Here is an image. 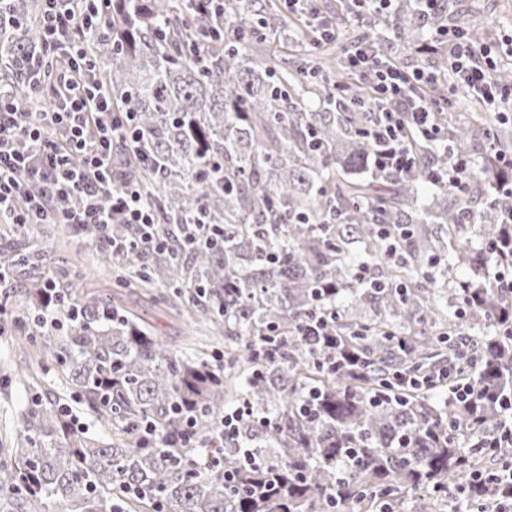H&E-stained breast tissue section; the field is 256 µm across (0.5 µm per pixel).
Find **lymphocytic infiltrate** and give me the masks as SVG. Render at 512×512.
Here are the masks:
<instances>
[{
	"mask_svg": "<svg viewBox=\"0 0 512 512\" xmlns=\"http://www.w3.org/2000/svg\"><path fill=\"white\" fill-rule=\"evenodd\" d=\"M69 2L43 0L44 38L63 52V74L48 101L28 112L8 107L0 95V228L69 224L90 233L94 244L125 255L131 247L113 241L111 224L137 225L147 243L157 222L139 185H118L112 177L115 149L139 151L140 139L130 116L113 111L111 96L93 73L96 35L104 22L100 0H80L77 9ZM436 36L448 44L449 90L466 89L500 119H512V84L496 79L499 59L512 57V28L500 30L491 45L475 43L458 26L438 30ZM346 61L370 85L362 106L378 115L368 134L380 148V171L400 174L411 167L410 135L444 140L436 114L447 108V96L420 93L438 81L437 72L400 70L383 51L365 45L357 46ZM485 153L498 168L489 202L509 227L489 252L504 257L512 253V152L499 150L491 137ZM479 489L491 491V512H512V462L492 472L474 471L467 487L449 488L454 512H473L471 494Z\"/></svg>",
	"mask_w": 512,
	"mask_h": 512,
	"instance_id": "obj_1",
	"label": "lymphocytic infiltrate"
}]
</instances>
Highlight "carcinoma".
Returning a JSON list of instances; mask_svg holds the SVG:
<instances>
[{
  "instance_id": "cac0c4a2",
  "label": "carcinoma",
  "mask_w": 512,
  "mask_h": 512,
  "mask_svg": "<svg viewBox=\"0 0 512 512\" xmlns=\"http://www.w3.org/2000/svg\"><path fill=\"white\" fill-rule=\"evenodd\" d=\"M102 10L109 34L94 62L112 107L135 115L148 157L116 150V175L151 199L163 246L114 224L112 237L137 249L118 258L98 248L96 262L120 288L170 289L179 314L239 342L220 360L172 350L111 294L81 296L73 281L58 289L48 327L39 288L25 289L19 326L110 437L75 426L57 400L35 399L10 446L0 445V512H337L348 502L383 512L420 489L446 499L484 459L512 455L461 448L498 426L493 398L512 395V294L484 274L485 249L504 225L485 222L467 196L489 179L485 165L463 187L437 186V205L420 200L442 162L430 142L412 141L408 172L377 171L364 132L377 114L343 112L332 98L337 87L356 101L365 84L348 81L301 22L305 48L288 62L292 22L276 0H224V36L203 63L191 45L211 21L185 0H104ZM41 11L38 0H8L0 23V74L25 108L34 104L30 60L42 63L45 87L57 82ZM443 25L444 14L402 0L394 46L415 47ZM253 36L267 43L263 61L248 54ZM313 86L317 100L306 105ZM441 121L468 154L469 126L446 113ZM201 207L224 226V243L193 242L188 220ZM13 233L27 247L7 260L44 258L29 229ZM355 244L371 283L353 278ZM128 266L135 277L124 276ZM464 282L477 301L465 299ZM322 306L336 316L330 347L298 335ZM261 347L273 353L262 367ZM446 366L475 384L476 405L452 395L437 405L400 381ZM226 395L250 412L238 438L212 449L215 466L198 445L215 436ZM189 416L193 440L171 439Z\"/></svg>"
}]
</instances>
